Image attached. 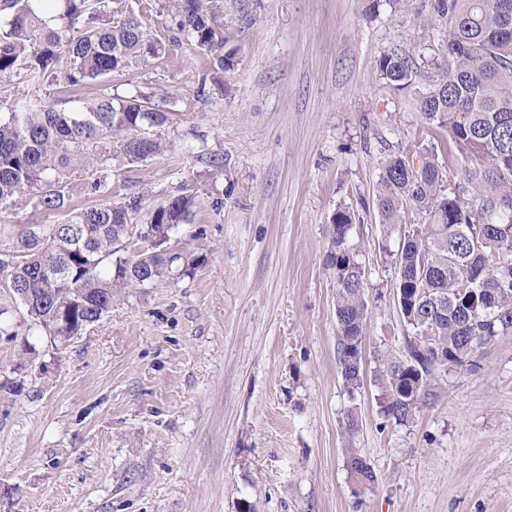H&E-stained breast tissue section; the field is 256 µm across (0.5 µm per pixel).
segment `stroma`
I'll use <instances>...</instances> for the list:
<instances>
[{
  "label": "stroma",
  "mask_w": 512,
  "mask_h": 512,
  "mask_svg": "<svg viewBox=\"0 0 512 512\" xmlns=\"http://www.w3.org/2000/svg\"><path fill=\"white\" fill-rule=\"evenodd\" d=\"M223 0L235 66L207 52L169 77L114 75L171 110L169 152L113 160V193L155 204L219 156L172 246L177 280L127 290L102 320L60 346L33 337L0 290L18 335H0V512H512V335L440 373L439 396L412 422L384 415L380 354L413 335L395 283L397 240L374 200L381 161L421 129L414 95L380 78L384 54L440 56L426 28L380 0ZM355 214L367 272L364 383L348 392L337 357L336 274L327 259L336 209ZM58 217L18 198L0 210V251L27 224ZM359 419L348 433V413ZM359 450L377 481L347 466Z\"/></svg>",
  "instance_id": "obj_1"
}]
</instances>
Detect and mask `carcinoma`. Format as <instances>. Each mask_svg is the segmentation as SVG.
<instances>
[{
    "label": "carcinoma",
    "instance_id": "1",
    "mask_svg": "<svg viewBox=\"0 0 512 512\" xmlns=\"http://www.w3.org/2000/svg\"><path fill=\"white\" fill-rule=\"evenodd\" d=\"M10 19L0 25V106L41 86L65 91L91 83L107 91L72 109L36 103L0 112V209L27 196L56 224H29L0 260V286L26 309L28 334L62 344L100 321L123 288H144L186 271L170 243L153 244L149 230L189 221L199 191L216 184L224 164L212 155L177 193L149 206L140 195H112L105 172L114 158L139 164L166 144L145 134L170 123L173 112L141 92H110L112 76L153 68L182 41L211 54L216 74L232 66L224 52L230 27L219 0H0ZM165 13L164 37L147 26ZM424 26L441 25L446 37L432 71L402 54L376 62L381 78L399 88L417 80L425 135L447 134L440 144L416 143L381 162L376 189L380 223L402 226L395 262L396 295L414 332L404 356L383 355L374 374L385 415L407 424L427 399L438 396L435 366H461L496 337L512 334V0H431ZM457 150L462 180L449 179L440 161ZM97 176L84 189L105 197L95 206L73 203L74 173ZM409 210L420 223L402 224ZM354 215L339 208L331 220L330 266L336 273V321L341 377L354 392L363 383L361 355L368 314L364 264L352 243ZM133 240L140 249L129 247ZM356 481L376 479L366 457L353 451Z\"/></svg>",
    "mask_w": 512,
    "mask_h": 512
}]
</instances>
